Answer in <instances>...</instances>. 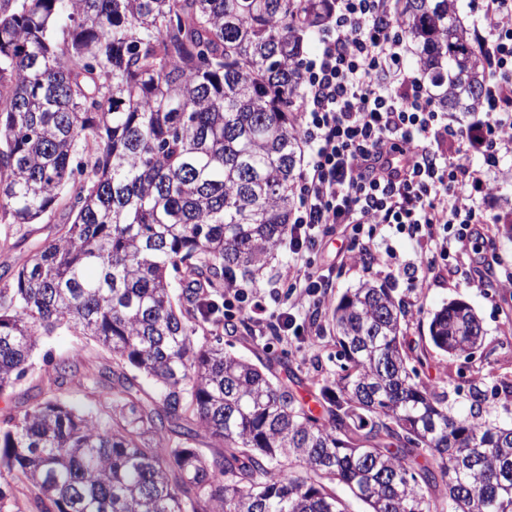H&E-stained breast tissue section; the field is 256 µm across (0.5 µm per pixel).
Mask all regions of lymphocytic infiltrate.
<instances>
[{"label": "lymphocytic infiltrate", "instance_id": "f902f5d3", "mask_svg": "<svg viewBox=\"0 0 512 512\" xmlns=\"http://www.w3.org/2000/svg\"><path fill=\"white\" fill-rule=\"evenodd\" d=\"M472 5L483 19L486 107L482 118L456 125L406 67L409 42L391 0H335L288 104L310 149L289 251L309 250L334 224L353 237L387 226L430 245L424 259L402 268L414 288L419 271L438 261L484 259L487 219L476 197L491 191L490 172L512 152V0Z\"/></svg>", "mask_w": 512, "mask_h": 512}]
</instances>
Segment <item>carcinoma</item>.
Returning <instances> with one entry per match:
<instances>
[{
    "label": "carcinoma",
    "instance_id": "carcinoma-1",
    "mask_svg": "<svg viewBox=\"0 0 512 512\" xmlns=\"http://www.w3.org/2000/svg\"><path fill=\"white\" fill-rule=\"evenodd\" d=\"M333 0H0V223L66 221L0 288V394L40 337L94 338L114 369L51 361L107 390L0 419V512H512V425L415 380L392 289L332 311L336 378L312 408L224 350V278L259 281L288 237L301 164L288 94ZM438 106L475 114L480 50L456 0H397ZM183 290L175 296L172 279ZM464 302L433 346L470 356ZM214 447L203 455L200 436Z\"/></svg>",
    "mask_w": 512,
    "mask_h": 512
}]
</instances>
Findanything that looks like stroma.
<instances>
[{
	"mask_svg": "<svg viewBox=\"0 0 512 512\" xmlns=\"http://www.w3.org/2000/svg\"><path fill=\"white\" fill-rule=\"evenodd\" d=\"M500 167L506 179L501 182L498 192L479 199L489 219L487 237L496 244L491 266L485 267L463 258L436 266L426 286L412 288L405 278L388 276L386 267L342 263L341 257L351 241L337 227L320 236L313 254L316 266L331 281L325 293L308 297L289 288L282 275L288 268L300 266L301 261L284 246L274 253L258 283L263 316L267 321H274L279 312L289 309L293 311L297 324H316V334L283 336L270 332L258 336L254 333L253 318L236 311L232 314L230 326L219 330L225 345L241 356L264 363L277 377L293 376L298 394L306 401H313V382L333 378L338 365L336 332L331 321L337 302L347 290L362 283L382 285L391 288L394 296L404 301L407 310L404 332L413 346L427 351L429 355L428 362L418 369L420 381L432 384L447 380L449 389L455 392L456 411H466L470 385L481 381L486 372H493L499 379H512V292L495 286L496 280L512 274V238L505 235L500 221L501 216L512 210L507 206L512 200V157L504 158ZM53 234V221L49 218L38 224L22 226L0 224V264L25 258L34 244L52 239ZM458 300L466 302L474 310L483 328L481 346L467 359L437 350L428 338L431 315L442 306ZM51 358L73 359L83 370L111 360L109 353L92 339L65 329L58 330L44 338L34 351L25 377L0 396V418L54 392L46 382V362ZM54 393L84 404L93 401L92 395L75 380Z\"/></svg>",
	"mask_w": 512,
	"mask_h": 512,
	"instance_id": "35a3bbf8",
	"label": "stroma"
}]
</instances>
